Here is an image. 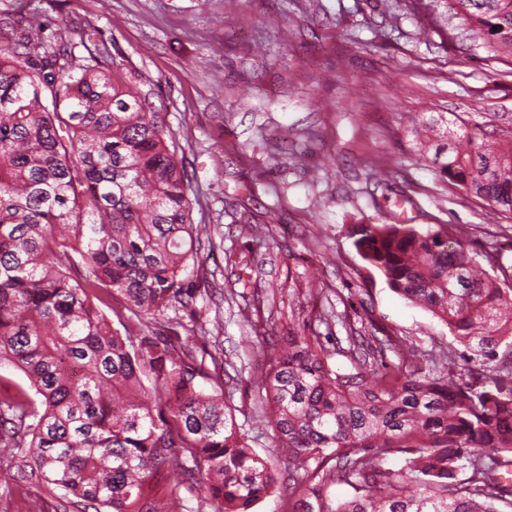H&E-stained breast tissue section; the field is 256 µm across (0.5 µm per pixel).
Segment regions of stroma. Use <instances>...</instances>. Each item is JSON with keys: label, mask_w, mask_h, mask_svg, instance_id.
Segmentation results:
<instances>
[{"label": "stroma", "mask_w": 512, "mask_h": 512, "mask_svg": "<svg viewBox=\"0 0 512 512\" xmlns=\"http://www.w3.org/2000/svg\"><path fill=\"white\" fill-rule=\"evenodd\" d=\"M388 0H0V22L40 18L138 75L188 174L202 249L193 309L169 327L220 389L248 443L277 469L258 381L287 335L377 328L436 355L447 326L368 270L353 224H454L512 263V221L439 181L412 120L486 108L512 116V59L418 41L430 16L391 28ZM204 327L205 337L195 336ZM0 512H56L38 487L0 475Z\"/></svg>", "instance_id": "35a3bbf8"}]
</instances>
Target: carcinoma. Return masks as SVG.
<instances>
[{"instance_id": "carcinoma-1", "label": "carcinoma", "mask_w": 512, "mask_h": 512, "mask_svg": "<svg viewBox=\"0 0 512 512\" xmlns=\"http://www.w3.org/2000/svg\"><path fill=\"white\" fill-rule=\"evenodd\" d=\"M440 6L486 58L512 55V0H396L390 18ZM133 79L92 52L75 62L40 24L0 44V366L27 380L0 381V467L85 512H173L175 491L162 504L155 490L180 456L214 512H252L278 489L293 512L512 509V265L453 224L351 225L367 265L465 352L382 372L376 357L406 339L349 336L343 373L320 337H288L260 377L292 464L280 478L223 393L199 385L192 350L150 329L195 301L199 237L170 131ZM452 116L425 122L447 146L417 151L512 218V118ZM117 298L135 317L123 335L97 306Z\"/></svg>"}]
</instances>
